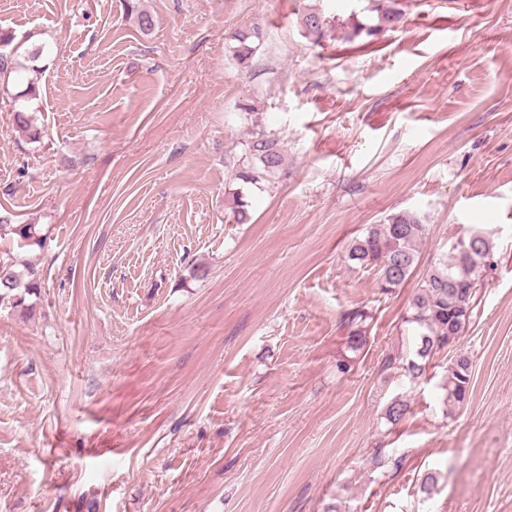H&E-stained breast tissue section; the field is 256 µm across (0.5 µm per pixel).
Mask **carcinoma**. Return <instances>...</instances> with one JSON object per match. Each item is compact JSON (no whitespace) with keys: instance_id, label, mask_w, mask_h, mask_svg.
<instances>
[{"instance_id":"carcinoma-1","label":"carcinoma","mask_w":512,"mask_h":512,"mask_svg":"<svg viewBox=\"0 0 512 512\" xmlns=\"http://www.w3.org/2000/svg\"><path fill=\"white\" fill-rule=\"evenodd\" d=\"M400 21L401 12L390 7L381 12L375 26L354 25L351 37L371 36L382 26ZM302 24L307 35L314 37L316 42L322 38L327 26L326 19L317 11L307 13ZM233 40L237 42L236 58L244 65L256 52L261 32L256 27L239 30ZM11 43L12 40L0 36V46L5 47V51L0 52V82L6 85L10 80L20 78L24 70L38 72L20 62L17 52L6 50ZM14 120L19 132L31 139L38 138L31 113L21 108L15 111ZM285 163L286 152L279 139L258 130L247 143L246 157L236 167L234 180L256 184L283 172ZM425 234L426 225L417 215L407 211L393 213L386 216L382 224L367 225L364 234L351 245L347 258L361 269L376 271L380 290L389 294L402 287L411 276L418 263V245ZM461 240L462 244L451 246L450 255L430 267L410 298L405 322L412 326V356L405 359L388 357L384 361V368L396 370L412 383L422 377L427 362L435 354L456 343L460 332L473 318L480 289L479 274L490 258L493 243L490 235L482 231H473ZM15 266L14 262L0 261V305L11 300L18 303L17 290L22 288L29 293L38 286L33 268L26 269L28 280L24 282ZM365 320L366 315L360 310L347 316V325L351 328L349 347L355 352L363 345L365 330L362 324ZM471 375L470 359L463 355L456 357L445 370L438 388L446 414H453L469 400ZM406 410L407 404L394 398L387 404L384 418L395 425L402 420Z\"/></svg>"}]
</instances>
